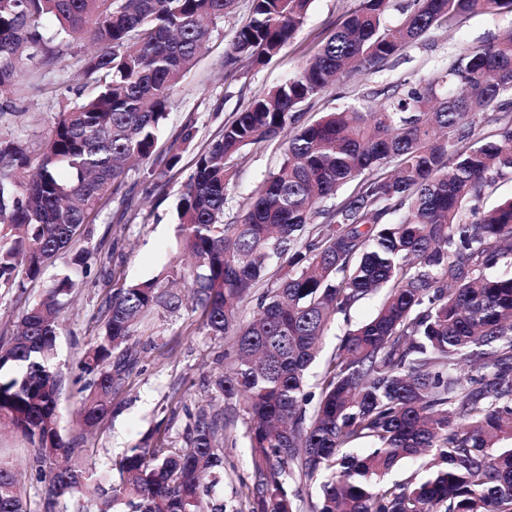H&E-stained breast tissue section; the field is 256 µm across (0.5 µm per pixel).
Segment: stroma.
I'll use <instances>...</instances> for the list:
<instances>
[{"label":"stroma","instance_id":"35a3bbf8","mask_svg":"<svg viewBox=\"0 0 512 512\" xmlns=\"http://www.w3.org/2000/svg\"><path fill=\"white\" fill-rule=\"evenodd\" d=\"M249 0H237L235 10L214 32L196 66L174 89L171 106L159 141L167 148L187 117L197 122V135L186 149L179 167L167 174L162 192L145 195L137 172L127 176L128 195L107 204L88 235L75 247L86 257L88 274L81 278L68 306L60 315L56 339V363L64 383L59 408L61 433L73 441L79 458L105 469L112 458L144 443L185 445L190 414L211 402L210 382L219 373H230L233 357L228 338L210 335L200 312L188 307L170 312L156 308L146 314L132 339L136 366L121 389L112 396V412L97 428L78 425V408L88 376L78 363L105 324V302L115 289L159 276L177 248V207L184 185L194 169L198 153L217 140L232 120L255 97L282 83L307 60L318 43L333 32L337 22L354 6V0H312L303 27L281 53L268 64L224 67V55L233 30L248 15ZM512 30V12H481L453 31H431L400 55L368 69L342 77L327 93L306 108L300 118L308 123L322 113L354 103L358 97L388 83L417 79L429 74L448 56L462 49H478ZM83 46L63 50L50 62L39 63L25 76V90L15 95L17 115L11 125L0 127L38 150L58 115L73 101L81 78L76 64ZM280 160L278 143L244 150L237 176L228 189L225 221L237 220L252 187L274 170ZM70 262L61 254L41 279L26 288L0 291V347L15 337L28 307L46 287L61 277ZM215 402V401H212ZM224 412V505L226 512H247L253 484L250 449L242 434L248 415L238 403L215 402ZM34 447L22 434L0 431V463L18 471L28 512H69L70 502L59 498L48 506L49 486L38 479L33 467Z\"/></svg>","mask_w":512,"mask_h":512}]
</instances>
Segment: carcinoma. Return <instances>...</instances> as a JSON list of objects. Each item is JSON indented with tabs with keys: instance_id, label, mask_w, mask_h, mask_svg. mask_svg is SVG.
I'll list each match as a JSON object with an SVG mask.
<instances>
[{
	"instance_id": "carcinoma-1",
	"label": "carcinoma",
	"mask_w": 512,
	"mask_h": 512,
	"mask_svg": "<svg viewBox=\"0 0 512 512\" xmlns=\"http://www.w3.org/2000/svg\"><path fill=\"white\" fill-rule=\"evenodd\" d=\"M311 0H251L224 64L278 56ZM235 0H0V90L17 89L36 56L83 40L84 84L38 153L0 135V290L21 288L72 248L102 207L143 168L149 191L195 139L188 118L156 152L174 88ZM512 0H357L333 35L280 85L252 99L199 154L178 207L179 254L166 278L193 291L203 326L230 338L234 368L212 380L249 414L248 512H301L289 482L318 485L309 512H512V276L488 270L512 254V197L487 208L512 178V34L463 51L429 76L324 112L293 133L304 107L361 67L399 55L470 15ZM496 108L497 134L475 137ZM281 140L277 168L224 223L242 150ZM347 196L329 203L342 187ZM279 262L286 271L272 277ZM74 281L49 285L0 349V429L37 448L54 499L96 512H224L202 496L224 479V413L189 416L183 448H130L95 477L60 432L63 375L54 367L58 318ZM261 288L242 323V304ZM385 291L376 314L346 332L318 393L305 374L333 317ZM161 280L107 302L104 333L79 361L91 377L77 418L97 426L135 365L122 349L151 309L176 310ZM430 476L387 483L407 457ZM0 512H27L12 469L0 465Z\"/></svg>"
}]
</instances>
